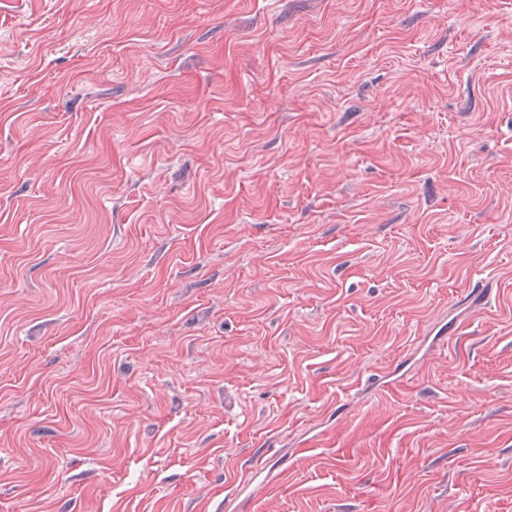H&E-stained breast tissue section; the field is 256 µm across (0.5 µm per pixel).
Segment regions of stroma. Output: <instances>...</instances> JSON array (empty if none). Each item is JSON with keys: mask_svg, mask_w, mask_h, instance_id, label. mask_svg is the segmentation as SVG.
Listing matches in <instances>:
<instances>
[{"mask_svg": "<svg viewBox=\"0 0 512 512\" xmlns=\"http://www.w3.org/2000/svg\"><path fill=\"white\" fill-rule=\"evenodd\" d=\"M0 512H512V0H0Z\"/></svg>", "mask_w": 512, "mask_h": 512, "instance_id": "stroma-1", "label": "stroma"}]
</instances>
